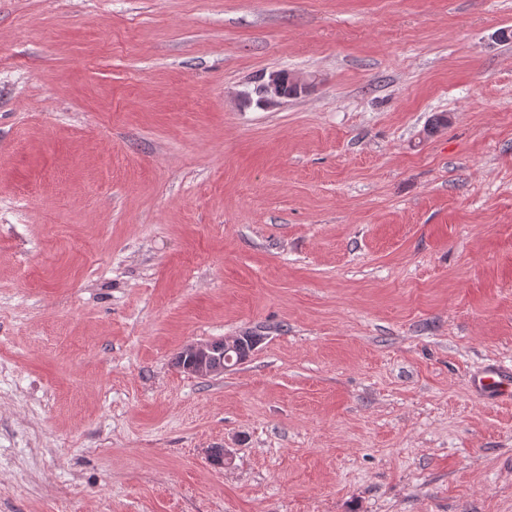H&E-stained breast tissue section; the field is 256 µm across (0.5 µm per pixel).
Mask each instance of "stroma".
Returning <instances> with one entry per match:
<instances>
[{
  "label": "stroma",
  "instance_id": "obj_1",
  "mask_svg": "<svg viewBox=\"0 0 512 512\" xmlns=\"http://www.w3.org/2000/svg\"><path fill=\"white\" fill-rule=\"evenodd\" d=\"M504 31L512 0H0V512H512V401L470 387L512 366ZM273 70L315 86L257 106ZM227 340L228 338L224 339L223 354L215 359L212 358L213 342L187 344L181 351L179 364L178 358L176 364H178L181 371L192 376L209 377L221 375L224 373L226 366L229 367L235 364L237 358L247 359L255 347L249 343L240 345L236 343L232 348ZM228 357H232V363L228 362Z\"/></svg>",
  "mask_w": 512,
  "mask_h": 512
}]
</instances>
